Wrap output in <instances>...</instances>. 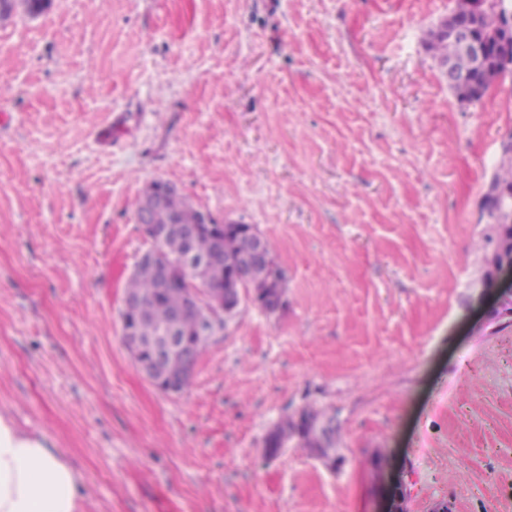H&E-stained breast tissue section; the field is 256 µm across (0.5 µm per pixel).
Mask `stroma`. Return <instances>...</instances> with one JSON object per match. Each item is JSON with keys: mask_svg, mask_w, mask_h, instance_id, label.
Instances as JSON below:
<instances>
[{"mask_svg": "<svg viewBox=\"0 0 512 512\" xmlns=\"http://www.w3.org/2000/svg\"><path fill=\"white\" fill-rule=\"evenodd\" d=\"M455 5L52 0L0 24V413L69 459L82 512H381L399 480L406 512H512V272L486 281L479 213L512 79L457 99L427 49ZM154 179L286 275L178 396L121 338ZM307 403L335 410V459H265Z\"/></svg>", "mask_w": 512, "mask_h": 512, "instance_id": "obj_1", "label": "stroma"}]
</instances>
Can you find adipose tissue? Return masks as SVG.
<instances>
[{"label": "adipose tissue", "mask_w": 512, "mask_h": 512, "mask_svg": "<svg viewBox=\"0 0 512 512\" xmlns=\"http://www.w3.org/2000/svg\"><path fill=\"white\" fill-rule=\"evenodd\" d=\"M79 487L62 455L0 414V512H79Z\"/></svg>", "instance_id": "ef3b65f1"}]
</instances>
